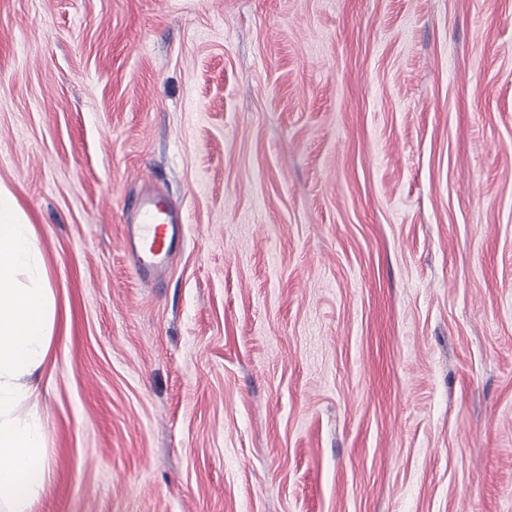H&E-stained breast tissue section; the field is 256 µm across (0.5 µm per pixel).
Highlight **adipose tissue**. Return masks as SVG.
<instances>
[{
    "mask_svg": "<svg viewBox=\"0 0 512 512\" xmlns=\"http://www.w3.org/2000/svg\"><path fill=\"white\" fill-rule=\"evenodd\" d=\"M27 282H19V273ZM55 305L28 218L0 187V512H33L46 484L39 415L16 416L52 360Z\"/></svg>",
    "mask_w": 512,
    "mask_h": 512,
    "instance_id": "1",
    "label": "adipose tissue"
}]
</instances>
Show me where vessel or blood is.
I'll use <instances>...</instances> for the list:
<instances>
[{
    "label": "vessel or blood",
    "mask_w": 512,
    "mask_h": 512,
    "mask_svg": "<svg viewBox=\"0 0 512 512\" xmlns=\"http://www.w3.org/2000/svg\"><path fill=\"white\" fill-rule=\"evenodd\" d=\"M136 221L127 225L126 234L133 239V253L142 276L162 271L176 242L184 237L181 223L171 218L162 203L142 199L135 211Z\"/></svg>",
    "instance_id": "obj_1"
}]
</instances>
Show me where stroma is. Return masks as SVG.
<instances>
[{
	"instance_id": "obj_1",
	"label": "stroma",
	"mask_w": 512,
	"mask_h": 512,
	"mask_svg": "<svg viewBox=\"0 0 512 512\" xmlns=\"http://www.w3.org/2000/svg\"><path fill=\"white\" fill-rule=\"evenodd\" d=\"M0 185L34 512H512V0H0ZM24 272L28 283L17 275ZM55 305L28 218L0 187V510L33 512L49 463L38 414L21 419L19 402L38 390L52 360ZM136 224H126V235L133 237V253L142 277L162 271L176 242L184 237L183 224L171 218L164 205L142 198L135 211Z\"/></svg>"
}]
</instances>
